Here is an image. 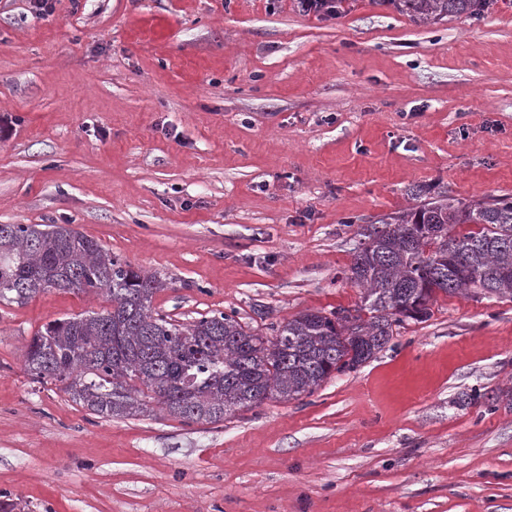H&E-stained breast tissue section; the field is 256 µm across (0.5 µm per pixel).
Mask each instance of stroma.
<instances>
[{"label": "stroma", "instance_id": "obj_1", "mask_svg": "<svg viewBox=\"0 0 512 512\" xmlns=\"http://www.w3.org/2000/svg\"><path fill=\"white\" fill-rule=\"evenodd\" d=\"M417 185L512 197V0L426 24L386 0H0V224L160 274L166 318L269 338L357 309L360 230ZM111 307L0 302V495L31 512H512L511 299L437 294L312 395L190 425L32 379L43 325Z\"/></svg>", "mask_w": 512, "mask_h": 512}]
</instances>
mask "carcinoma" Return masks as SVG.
Instances as JSON below:
<instances>
[{"instance_id":"obj_1","label":"carcinoma","mask_w":512,"mask_h":512,"mask_svg":"<svg viewBox=\"0 0 512 512\" xmlns=\"http://www.w3.org/2000/svg\"><path fill=\"white\" fill-rule=\"evenodd\" d=\"M387 2L428 23L476 14L486 0ZM362 236L347 274L363 289L356 315L304 312L271 340L233 313L189 324L154 316L166 282L69 224H0V302L22 304L48 288L106 293L112 310L55 319L32 337L24 358L34 380L64 383L73 402L103 418L136 416L152 399L172 417L212 423L356 369L388 345L394 324L427 318L439 292L512 299V199L439 195L366 225Z\"/></svg>"}]
</instances>
